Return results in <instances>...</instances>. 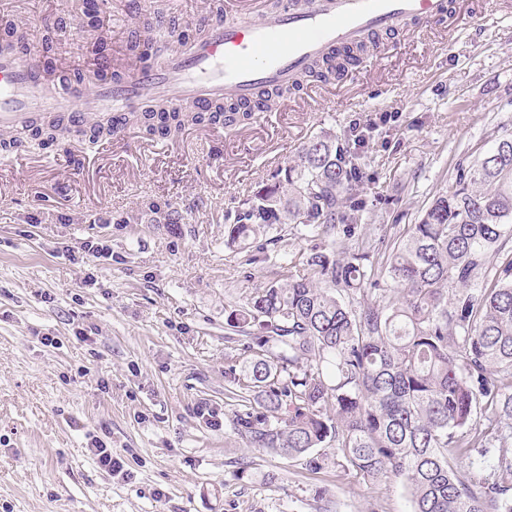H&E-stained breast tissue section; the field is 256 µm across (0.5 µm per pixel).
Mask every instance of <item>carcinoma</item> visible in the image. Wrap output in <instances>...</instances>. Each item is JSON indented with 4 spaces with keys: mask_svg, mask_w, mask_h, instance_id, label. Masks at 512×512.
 I'll use <instances>...</instances> for the list:
<instances>
[{
    "mask_svg": "<svg viewBox=\"0 0 512 512\" xmlns=\"http://www.w3.org/2000/svg\"><path fill=\"white\" fill-rule=\"evenodd\" d=\"M362 45L315 66L332 80ZM231 98L209 112H136L131 124L163 138L190 124L250 123ZM57 116L30 129L54 139ZM322 133L304 143L273 183L258 185L229 225L231 241L270 224L310 234L360 221L366 178L356 147ZM512 242V136L456 166L455 187L435 196L390 246L385 262L363 249L327 244L303 256L304 274L256 290L228 326L257 327L260 351L236 387L254 411L236 429L253 448L302 457L312 471L328 446L363 477L404 479L412 512H512V258L492 261ZM394 296L371 301L381 280ZM462 292L448 296V285ZM363 297L354 309L338 297ZM489 456L479 471L458 461Z\"/></svg>",
    "mask_w": 512,
    "mask_h": 512,
    "instance_id": "cac0c4a2",
    "label": "carcinoma"
}]
</instances>
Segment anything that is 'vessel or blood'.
<instances>
[{"label":"vessel or blood","mask_w":512,"mask_h":512,"mask_svg":"<svg viewBox=\"0 0 512 512\" xmlns=\"http://www.w3.org/2000/svg\"><path fill=\"white\" fill-rule=\"evenodd\" d=\"M449 10L450 0H282L278 10L251 19L214 15L195 40L166 56L87 82L38 63L25 36L0 39V130L13 134L60 113L70 119L69 137L81 136L90 119L111 123L121 137L130 113L185 102L205 112L227 97L250 102L272 87L289 91L336 46L356 47L418 24L448 26Z\"/></svg>","instance_id":"b4317fda"}]
</instances>
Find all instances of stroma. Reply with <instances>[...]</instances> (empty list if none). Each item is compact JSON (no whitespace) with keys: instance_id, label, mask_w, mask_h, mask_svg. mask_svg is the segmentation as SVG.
Returning a JSON list of instances; mask_svg holds the SVG:
<instances>
[{"instance_id":"stroma-1","label":"stroma","mask_w":512,"mask_h":512,"mask_svg":"<svg viewBox=\"0 0 512 512\" xmlns=\"http://www.w3.org/2000/svg\"><path fill=\"white\" fill-rule=\"evenodd\" d=\"M223 2L11 0L0 24L70 73L78 55L61 47L84 41L85 12L124 54L150 39L155 17L181 29ZM497 3L453 0L464 26L452 37L369 47L347 82L304 83L237 132L196 125L160 140L134 127L80 143L79 169L64 138L0 162V512H411L394 476L311 471L248 446L235 424L250 406L230 394L229 372L252 358L257 330L227 318L256 289L302 273L316 247L392 241L448 191L456 163L512 136V7ZM355 121L371 178L354 236L276 224L229 240L255 186L313 136H344ZM101 237L111 258L72 261ZM93 435L124 474L99 467Z\"/></svg>"}]
</instances>
